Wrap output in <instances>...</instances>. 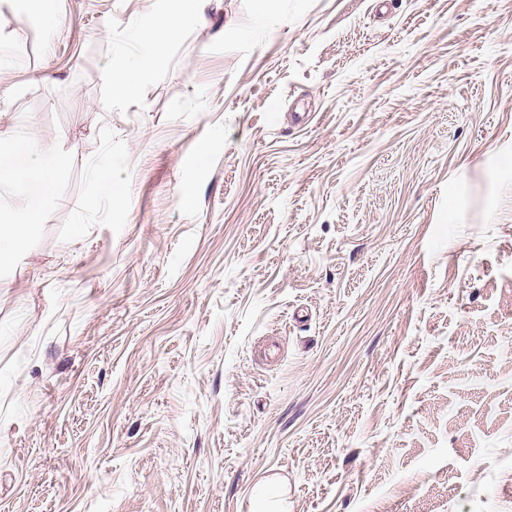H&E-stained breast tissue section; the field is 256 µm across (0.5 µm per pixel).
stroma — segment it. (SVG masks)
<instances>
[{
    "label": "stroma",
    "instance_id": "stroma-1",
    "mask_svg": "<svg viewBox=\"0 0 512 512\" xmlns=\"http://www.w3.org/2000/svg\"><path fill=\"white\" fill-rule=\"evenodd\" d=\"M166 7L0 0V512H512V0ZM195 1L199 4V9L194 15H187L180 5L182 0H171V7L161 18L150 20L139 28V41L147 44L155 43L161 38L175 35L188 22L202 19L204 6L211 0ZM151 64V58H141L135 70H124L113 75V86L122 95L131 94L137 88L142 75L151 67ZM24 143L28 151L20 157ZM52 163L48 153L35 143L24 142L17 134L0 133V191L15 186L18 181L41 185L49 179ZM49 196H41L25 210L14 211L0 206V259L14 253L24 242L33 224H37L42 210L50 203Z\"/></svg>",
    "mask_w": 512,
    "mask_h": 512
}]
</instances>
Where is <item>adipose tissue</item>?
<instances>
[{
    "label": "adipose tissue",
    "mask_w": 512,
    "mask_h": 512,
    "mask_svg": "<svg viewBox=\"0 0 512 512\" xmlns=\"http://www.w3.org/2000/svg\"><path fill=\"white\" fill-rule=\"evenodd\" d=\"M181 0H171L169 10L161 17L144 23L139 31L140 42L151 44L175 35L191 18H203V4L195 15L184 13ZM52 171V159L35 143H24L17 135L0 133V190L26 181L34 185L46 182ZM48 196H41L25 210L0 208V259L14 253L24 242L33 224L38 223L42 210L49 204Z\"/></svg>",
    "instance_id": "ef3b65f1"
}]
</instances>
